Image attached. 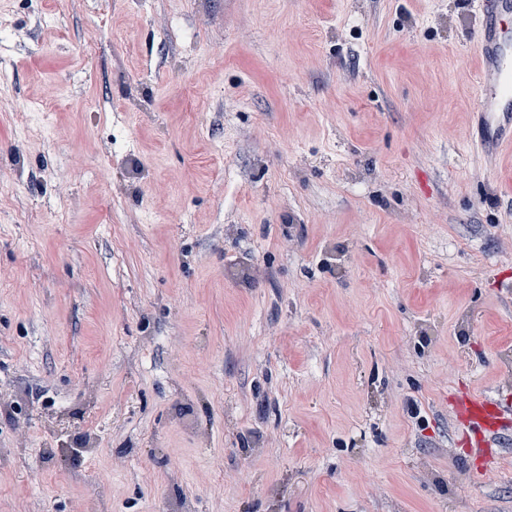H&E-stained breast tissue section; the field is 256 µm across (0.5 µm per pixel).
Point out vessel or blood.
Returning <instances> with one entry per match:
<instances>
[{"label":"vessel or blood","instance_id":"b4317fda","mask_svg":"<svg viewBox=\"0 0 512 512\" xmlns=\"http://www.w3.org/2000/svg\"><path fill=\"white\" fill-rule=\"evenodd\" d=\"M482 22L475 33L481 61L472 144L488 155L512 147V0H477ZM473 452L489 448L512 422L497 401L474 393L456 405Z\"/></svg>","mask_w":512,"mask_h":512}]
</instances>
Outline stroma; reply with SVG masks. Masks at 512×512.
<instances>
[{"instance_id":"35a3bbf8","label":"stroma","mask_w":512,"mask_h":512,"mask_svg":"<svg viewBox=\"0 0 512 512\" xmlns=\"http://www.w3.org/2000/svg\"><path fill=\"white\" fill-rule=\"evenodd\" d=\"M471 0H0V512H512V153ZM508 410L482 394L474 393L456 405V415L465 425L474 453L484 452L509 428Z\"/></svg>"}]
</instances>
